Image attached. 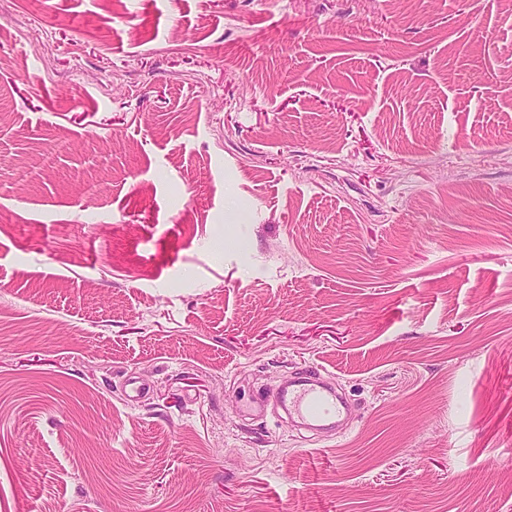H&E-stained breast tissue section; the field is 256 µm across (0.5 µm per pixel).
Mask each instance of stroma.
I'll return each instance as SVG.
<instances>
[{
  "label": "stroma",
  "mask_w": 512,
  "mask_h": 512,
  "mask_svg": "<svg viewBox=\"0 0 512 512\" xmlns=\"http://www.w3.org/2000/svg\"><path fill=\"white\" fill-rule=\"evenodd\" d=\"M0 512H512V0H0ZM272 400L289 416L303 421L335 423L342 411V401L331 387L318 378V371H303L297 380L277 390Z\"/></svg>",
  "instance_id": "35a3bbf8"
}]
</instances>
